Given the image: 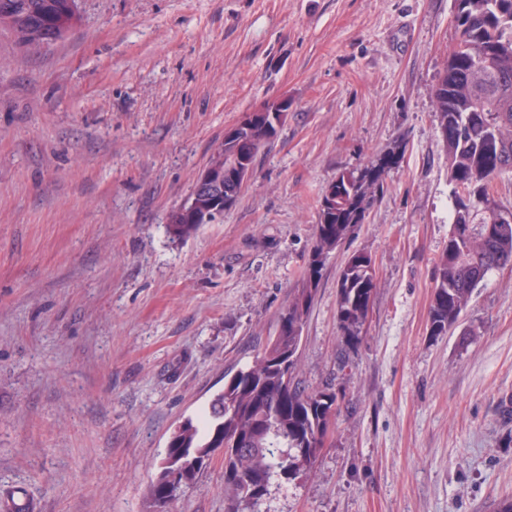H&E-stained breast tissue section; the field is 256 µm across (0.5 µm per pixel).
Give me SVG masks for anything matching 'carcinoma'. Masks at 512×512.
<instances>
[{
	"label": "carcinoma",
	"mask_w": 512,
	"mask_h": 512,
	"mask_svg": "<svg viewBox=\"0 0 512 512\" xmlns=\"http://www.w3.org/2000/svg\"><path fill=\"white\" fill-rule=\"evenodd\" d=\"M7 1L18 15L23 47H49L78 22L74 0ZM457 42L431 94L440 122L448 129L446 150L453 183L472 193L493 189L504 168L512 171V0H454ZM277 134L257 125L242 134L256 148ZM404 144L396 140L357 172H342L323 195L316 241L306 276L262 353L244 369L224 377V387L208 403L200 424L187 419L172 432L166 456L150 485L156 512H167L170 470L180 468L193 481L214 449H224L227 512H251L281 476L311 468L324 447L328 428L344 398L331 384L308 391L293 376L322 270L328 256L344 244L384 190L389 165H397ZM497 213L455 196L448 247L435 263L428 333H448L467 308L473 291L490 271L512 263V223H497ZM176 239L194 234L200 224L186 214L169 215ZM376 290L372 257L352 253L337 281V320L345 347L360 343Z\"/></svg>",
	"instance_id": "cac0c4a2"
}]
</instances>
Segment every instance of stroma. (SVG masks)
<instances>
[{
  "mask_svg": "<svg viewBox=\"0 0 512 512\" xmlns=\"http://www.w3.org/2000/svg\"><path fill=\"white\" fill-rule=\"evenodd\" d=\"M40 50L0 29V500L153 512L171 432L250 364L305 273L320 200L405 143L330 254L295 374L344 397L313 468L259 512H492L512 496V265L448 335L427 333L453 186L431 88L453 0H79ZM288 117L218 222L172 239L226 128ZM376 292L346 366L340 267ZM170 512H225L224 455ZM288 106L287 98H278L273 100H268L261 103L258 107L253 109L250 112H246L242 114L237 123L233 126L229 127L224 131V140H231L236 136V130L240 127L251 126L258 118H266L267 122L271 121L274 125L278 124V116L281 112H284V120L285 122L288 116V110L284 109ZM269 123L270 129L272 131L273 136L275 137L277 134V129L274 127L272 123ZM282 122V124H283ZM281 124V125H282Z\"/></svg>",
  "mask_w": 512,
  "mask_h": 512,
  "instance_id": "obj_1",
  "label": "stroma"
}]
</instances>
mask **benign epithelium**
<instances>
[{"instance_id":"1","label":"benign epithelium","mask_w":512,"mask_h":512,"mask_svg":"<svg viewBox=\"0 0 512 512\" xmlns=\"http://www.w3.org/2000/svg\"><path fill=\"white\" fill-rule=\"evenodd\" d=\"M288 106V98H278L261 103L250 112L242 114L237 123L224 131V139L231 140L240 127L251 126L259 118L278 124V116ZM255 151L254 145L246 140L236 141L235 152L240 163L224 168V157H213L198 174L193 194L181 206V212L193 215L195 220L205 224L215 221L224 207L219 202L224 199V177H229L239 189L243 188L252 177V166L249 157Z\"/></svg>"}]
</instances>
